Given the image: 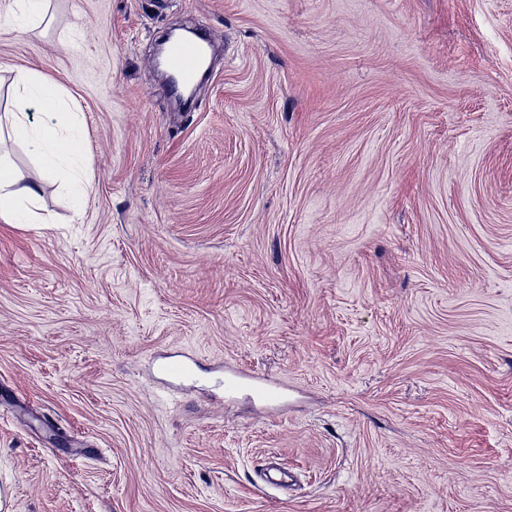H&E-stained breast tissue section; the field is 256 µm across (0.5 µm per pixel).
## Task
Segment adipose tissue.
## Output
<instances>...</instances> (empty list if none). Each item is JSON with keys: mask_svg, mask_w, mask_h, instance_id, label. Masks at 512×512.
<instances>
[{"mask_svg": "<svg viewBox=\"0 0 512 512\" xmlns=\"http://www.w3.org/2000/svg\"><path fill=\"white\" fill-rule=\"evenodd\" d=\"M21 101L10 112L0 114V128L8 127L23 138L36 157L42 160L47 177L72 188L77 200H84L91 186L90 176H79L75 163L84 154L83 142L76 131L77 113L63 107L57 87L48 85L37 74L29 72L20 78ZM50 111L48 122H30L26 111L29 102ZM40 200L37 183L22 184L18 172L0 162V218L9 224H29Z\"/></svg>", "mask_w": 512, "mask_h": 512, "instance_id": "obj_1", "label": "adipose tissue"}]
</instances>
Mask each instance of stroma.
Wrapping results in <instances>:
<instances>
[{
	"label": "stroma",
	"mask_w": 512,
	"mask_h": 512,
	"mask_svg": "<svg viewBox=\"0 0 512 512\" xmlns=\"http://www.w3.org/2000/svg\"><path fill=\"white\" fill-rule=\"evenodd\" d=\"M199 26L182 111L157 48ZM25 70L93 181L0 130L47 218L0 221L8 512H512V0H48L0 113Z\"/></svg>",
	"instance_id": "35a3bbf8"
}]
</instances>
